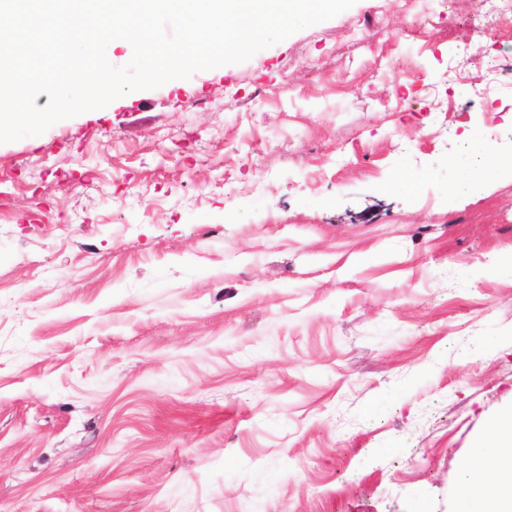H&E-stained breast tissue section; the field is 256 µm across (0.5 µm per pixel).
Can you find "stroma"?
<instances>
[{"label": "stroma", "instance_id": "35a3bbf8", "mask_svg": "<svg viewBox=\"0 0 512 512\" xmlns=\"http://www.w3.org/2000/svg\"><path fill=\"white\" fill-rule=\"evenodd\" d=\"M472 133L512 153V18L356 0L0 144V512H456L512 411ZM467 140L470 155L490 158L493 160V164L485 167L486 176L484 178H480L482 172L478 174L472 169V165L469 163L468 157L454 155L450 159V163L459 169L460 178L458 182L453 184V197L466 196L472 193L478 187L485 184L489 173L500 172L504 169H508L512 172V154L510 156H504L497 151L495 145L484 140L476 139L472 136H469Z\"/></svg>", "mask_w": 512, "mask_h": 512}]
</instances>
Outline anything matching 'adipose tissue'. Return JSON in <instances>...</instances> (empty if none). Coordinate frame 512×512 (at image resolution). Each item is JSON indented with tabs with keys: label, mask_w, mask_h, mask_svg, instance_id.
<instances>
[{
	"label": "adipose tissue",
	"mask_w": 512,
	"mask_h": 512,
	"mask_svg": "<svg viewBox=\"0 0 512 512\" xmlns=\"http://www.w3.org/2000/svg\"><path fill=\"white\" fill-rule=\"evenodd\" d=\"M468 155L453 156L460 171L453 196H465L484 183L469 162L470 157L491 159V171H512V155L500 154L495 145L476 138L468 140ZM466 477L456 489L458 512H512V414L491 423L476 441Z\"/></svg>",
	"instance_id": "1"
}]
</instances>
